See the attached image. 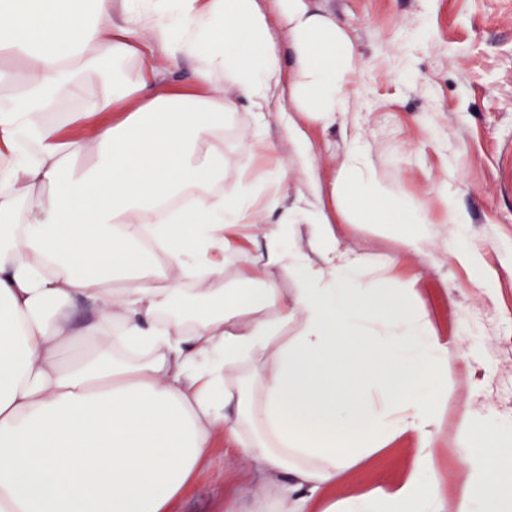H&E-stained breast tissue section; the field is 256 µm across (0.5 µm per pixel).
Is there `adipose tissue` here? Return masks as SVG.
I'll return each mask as SVG.
<instances>
[{
  "instance_id": "obj_1",
  "label": "adipose tissue",
  "mask_w": 512,
  "mask_h": 512,
  "mask_svg": "<svg viewBox=\"0 0 512 512\" xmlns=\"http://www.w3.org/2000/svg\"><path fill=\"white\" fill-rule=\"evenodd\" d=\"M271 4L0 0V53L24 64L0 98V512H170L219 434L253 479L227 512H446L431 443L448 344L413 283L385 285L340 249L318 193L285 206L282 165L224 191L239 100L252 156L275 152L267 116L283 99L324 123L359 106L347 34L309 0ZM186 61L192 86L168 85ZM333 189L351 223L432 241L425 210L361 149ZM298 219L307 252L288 243ZM246 239L264 260L225 287ZM464 434L457 512H505L512 422L469 419ZM398 437L414 445L398 482L328 497Z\"/></svg>"
}]
</instances>
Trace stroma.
Wrapping results in <instances>:
<instances>
[{
  "label": "stroma",
  "instance_id": "1",
  "mask_svg": "<svg viewBox=\"0 0 512 512\" xmlns=\"http://www.w3.org/2000/svg\"><path fill=\"white\" fill-rule=\"evenodd\" d=\"M348 35L357 64L360 109L324 124L297 115L311 145L303 166L277 124L268 136L288 164V199L315 173L329 190L353 138L366 147L378 177L420 204L435 231L406 250L390 224H337L340 248L380 261L374 276L411 279L416 301L452 348L448 400L433 446L443 474L446 512H456L467 477L461 423L474 412L512 420V0H312ZM252 123L240 102L224 130V187L252 170L239 146ZM464 211L479 255L470 266L446 252L454 231L449 206ZM478 359L461 363V354ZM409 443L392 440L348 471L333 497L391 484L404 474ZM252 483L241 449L216 437L171 512H225L249 500Z\"/></svg>",
  "mask_w": 512,
  "mask_h": 512
}]
</instances>
